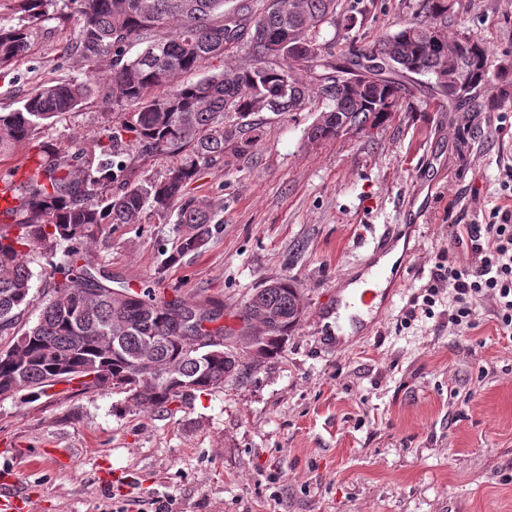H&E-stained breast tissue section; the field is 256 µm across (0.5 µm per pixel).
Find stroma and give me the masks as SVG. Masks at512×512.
<instances>
[{
  "label": "stroma",
  "mask_w": 512,
  "mask_h": 512,
  "mask_svg": "<svg viewBox=\"0 0 512 512\" xmlns=\"http://www.w3.org/2000/svg\"><path fill=\"white\" fill-rule=\"evenodd\" d=\"M364 10L336 33L335 53L374 42L411 19L419 0H341ZM46 0L27 52L0 74V112L31 89L79 76L62 55L76 37ZM456 24L493 59L512 63V0H456ZM120 108L90 97L41 138L0 156L25 171L44 143L98 135ZM315 112L256 116L250 156L205 169L189 196L217 201L207 247L172 263L178 226L106 224L84 250L115 281L153 278L194 302L224 305L223 323L255 288L287 275L304 314L279 355L223 387L167 410L126 394L69 390L0 401V471L31 512H512V341L490 303L479 326L454 330L448 291L407 320L432 282L457 224L487 222L512 165V104L493 112H399L372 134L306 138ZM404 281L367 335L338 339L336 294L399 241Z\"/></svg>",
  "instance_id": "35a3bbf8"
}]
</instances>
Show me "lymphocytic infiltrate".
Segmentation results:
<instances>
[{"instance_id":"obj_1","label":"lymphocytic infiltrate","mask_w":512,"mask_h":512,"mask_svg":"<svg viewBox=\"0 0 512 512\" xmlns=\"http://www.w3.org/2000/svg\"><path fill=\"white\" fill-rule=\"evenodd\" d=\"M490 216L484 224L456 225L457 248L441 256L421 311L429 313L445 287L456 302L448 315L451 325L475 330L476 307L488 301L497 331L512 339V210L497 206Z\"/></svg>"}]
</instances>
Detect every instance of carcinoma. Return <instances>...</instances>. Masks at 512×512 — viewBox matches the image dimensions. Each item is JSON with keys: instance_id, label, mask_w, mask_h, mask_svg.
<instances>
[{"instance_id": "carcinoma-1", "label": "carcinoma", "mask_w": 512, "mask_h": 512, "mask_svg": "<svg viewBox=\"0 0 512 512\" xmlns=\"http://www.w3.org/2000/svg\"><path fill=\"white\" fill-rule=\"evenodd\" d=\"M44 0H20L29 23L0 25V70L27 50L31 23L40 20ZM76 18L75 42L65 55H77L85 70L81 79L40 85L20 108L0 113V155L50 127L55 118L76 112L92 93L127 109L116 125L67 150L49 148L26 174L12 202L0 215L16 233L0 230V335L13 342L0 350V393L11 391L22 376L31 397L57 385H75L90 395L114 387L137 406L165 408L186 395L166 374L174 368L194 390L211 391L241 372L235 347L224 345L251 330L269 336L266 357L282 348L302 315L299 289L286 277L258 288L241 305V329L219 324L224 307L193 303L165 295L148 285L138 291L112 287V277L97 270L83 253V244L104 224H153L177 211L181 234L177 258L201 251L214 225V202L187 196L188 184L203 170L251 153L260 132L252 116L256 102H268L275 115L302 112L323 102L307 139L336 138V120L379 129L390 122L396 104L414 97L428 78L431 96L452 111L466 106L489 112L497 101L482 99L493 60L485 44H472L457 58L456 71L468 85L460 96L439 78L444 66L433 39L439 31L448 43L462 31L448 32L454 0H421L415 17L367 48L349 47L341 61L329 43L320 40L323 26L352 30L357 16L340 10L341 0H69ZM141 44L133 59L125 47ZM245 52L248 65L220 73L209 70L214 59L231 50ZM112 56V72L100 76L98 63ZM187 71L199 72L191 84L178 83ZM310 80H304L300 72ZM158 87L169 91L154 96ZM166 154L175 159L161 179L131 178L137 157ZM69 243L64 258H55L61 242ZM34 252L50 267L51 290L43 297L37 321L23 329L21 316L33 305ZM117 336L119 340L112 341ZM166 336L156 348V367L139 375L131 371L146 339ZM25 352L23 366L12 365L14 351Z\"/></svg>"}]
</instances>
